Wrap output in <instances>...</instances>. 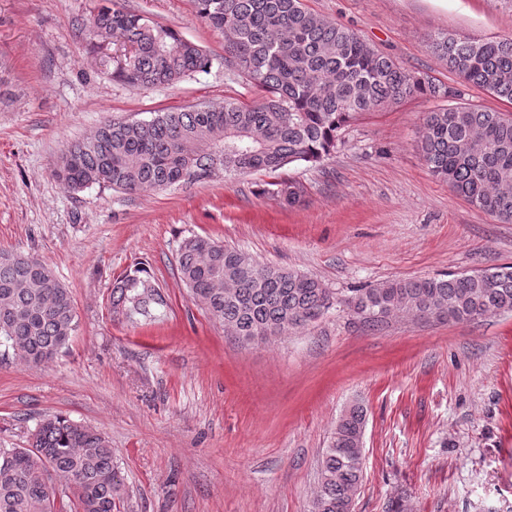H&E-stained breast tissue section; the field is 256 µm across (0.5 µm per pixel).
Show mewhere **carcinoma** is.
<instances>
[{"mask_svg": "<svg viewBox=\"0 0 512 512\" xmlns=\"http://www.w3.org/2000/svg\"><path fill=\"white\" fill-rule=\"evenodd\" d=\"M198 17L228 31L224 67L261 92L245 103L199 104L149 120L107 122L67 147L54 175L68 190L91 185L135 192L316 164L336 149L356 117L415 94L447 90L402 68L351 28L311 13L302 0H194ZM94 50L104 35L121 53L112 77L131 86L172 85L206 73L212 59L197 44L150 18L103 0L82 27ZM430 47L467 83L512 103V37L441 33ZM419 149L431 173L472 206L512 224V117L467 106L438 108L423 119ZM261 193L302 203L301 182L276 178ZM179 276L193 299L234 336H277L322 319L338 304L317 279L263 264L210 237L191 236L178 250ZM375 326L399 313L474 321L512 311V264L445 278L394 279L344 301ZM166 306L149 269L138 263L112 285V311L128 320L157 318ZM77 328L70 291L32 256L0 252V346L23 364L53 361ZM366 411L350 405L336 421L319 468L311 512H351L363 478ZM55 474L74 479L71 495L46 493ZM123 477L109 441L61 415L40 421L25 448H0V512H117Z\"/></svg>", "mask_w": 512, "mask_h": 512, "instance_id": "cac0c4a2", "label": "carcinoma"}]
</instances>
